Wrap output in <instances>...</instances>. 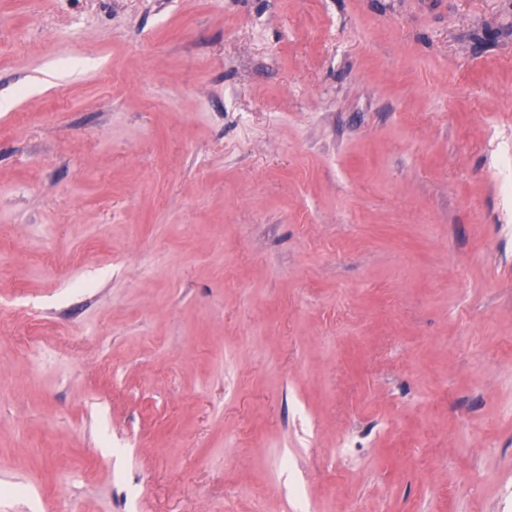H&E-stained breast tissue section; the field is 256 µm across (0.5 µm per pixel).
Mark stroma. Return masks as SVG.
Segmentation results:
<instances>
[{
    "label": "stroma",
    "instance_id": "1",
    "mask_svg": "<svg viewBox=\"0 0 512 512\" xmlns=\"http://www.w3.org/2000/svg\"><path fill=\"white\" fill-rule=\"evenodd\" d=\"M510 185L512 0H0V512H512Z\"/></svg>",
    "mask_w": 512,
    "mask_h": 512
}]
</instances>
